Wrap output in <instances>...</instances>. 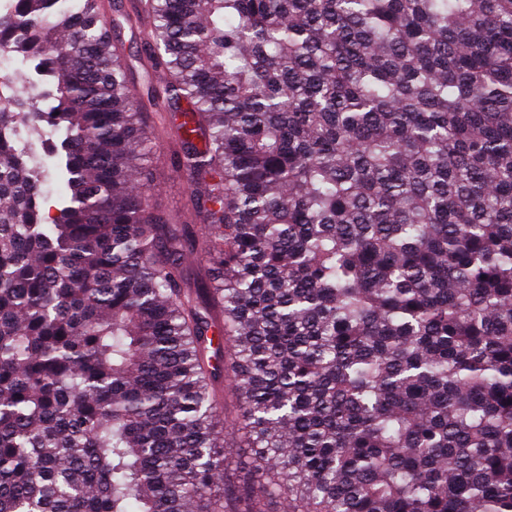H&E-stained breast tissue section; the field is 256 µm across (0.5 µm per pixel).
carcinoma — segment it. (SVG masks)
Here are the masks:
<instances>
[{"label": "carcinoma", "instance_id": "1", "mask_svg": "<svg viewBox=\"0 0 512 512\" xmlns=\"http://www.w3.org/2000/svg\"><path fill=\"white\" fill-rule=\"evenodd\" d=\"M0 55V512H226V373L235 512H512V0H11ZM141 37L142 36L139 35V32L136 29L132 31L127 26L122 33L125 50L134 60L133 63L137 70V75H142L145 69L149 66L147 60L142 55ZM165 131L159 129L158 132L160 152L155 163L157 178L151 193L160 208L173 213H183L188 209L190 184L171 170L170 157L175 149V143ZM226 440L232 446L233 452L230 459V467L228 472V485L232 496H227L224 499V506L226 509H239L243 507L242 499H239L238 496L243 493V482L239 479V475L243 476L241 471L246 472L247 470L243 469L244 467L248 468V463L250 462L248 449L247 448H238L243 442H241L240 434H230L227 436Z\"/></svg>", "mask_w": 512, "mask_h": 512}]
</instances>
